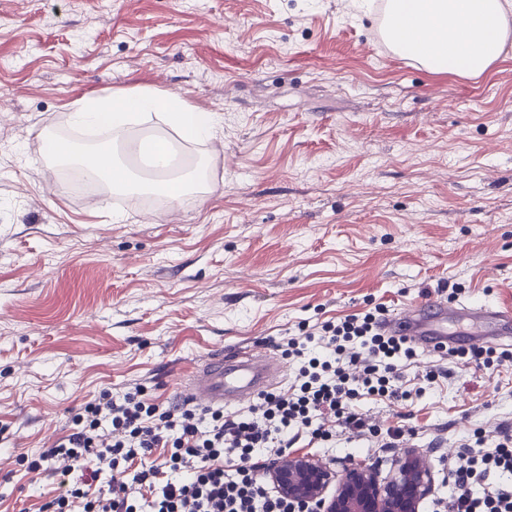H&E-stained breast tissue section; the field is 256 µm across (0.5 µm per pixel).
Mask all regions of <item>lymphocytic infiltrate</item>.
I'll use <instances>...</instances> for the list:
<instances>
[{"label": "lymphocytic infiltrate", "mask_w": 512, "mask_h": 512, "mask_svg": "<svg viewBox=\"0 0 512 512\" xmlns=\"http://www.w3.org/2000/svg\"><path fill=\"white\" fill-rule=\"evenodd\" d=\"M381 314L317 323L288 338L298 369L289 390L267 393L232 415L147 399L143 386L103 391L74 419L72 432L28 461L61 482L38 512H295L262 483L271 455L291 437L327 439L328 424L364 431L362 399H399L391 381L416 352L380 333ZM238 456L228 469L224 460ZM512 437L470 447L456 464L448 512H512Z\"/></svg>", "instance_id": "lymphocytic-infiltrate-1"}]
</instances>
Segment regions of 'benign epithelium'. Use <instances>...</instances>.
I'll return each instance as SVG.
<instances>
[{"mask_svg":"<svg viewBox=\"0 0 512 512\" xmlns=\"http://www.w3.org/2000/svg\"><path fill=\"white\" fill-rule=\"evenodd\" d=\"M266 478L278 496L304 512H421L433 492L431 467L413 449L401 454L394 473L383 480L365 461L337 471L305 452L281 455Z\"/></svg>","mask_w":512,"mask_h":512,"instance_id":"1","label":"benign epithelium"}]
</instances>
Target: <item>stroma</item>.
<instances>
[{
  "mask_svg": "<svg viewBox=\"0 0 512 512\" xmlns=\"http://www.w3.org/2000/svg\"><path fill=\"white\" fill-rule=\"evenodd\" d=\"M0 0V512L59 483L21 460L103 390L174 403L215 350L265 352L286 376L301 323L402 312L462 289L512 306V37L486 74L430 72L382 40L379 0ZM148 85L218 112L210 195L90 199L44 151L76 101ZM433 381H426L427 373ZM403 401L371 427L295 450L388 473L512 434V356L487 369L418 352ZM423 395H416V388Z\"/></svg>",
  "mask_w": 512,
  "mask_h": 512,
  "instance_id": "obj_1",
  "label": "stroma"
}]
</instances>
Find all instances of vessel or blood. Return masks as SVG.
I'll return each mask as SVG.
<instances>
[{"label": "vessel or blood", "instance_id": "obj_1", "mask_svg": "<svg viewBox=\"0 0 512 512\" xmlns=\"http://www.w3.org/2000/svg\"><path fill=\"white\" fill-rule=\"evenodd\" d=\"M479 318L488 328L471 335L472 348L493 345L500 337L512 334V310L491 304L462 307L432 297L423 304L386 319L384 331L406 338L424 350L442 352L448 345V320L451 317ZM283 379L280 364L265 355L215 353L188 375L181 384L185 400L216 409H240L271 391Z\"/></svg>", "mask_w": 512, "mask_h": 512}]
</instances>
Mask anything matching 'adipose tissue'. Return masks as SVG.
Listing matches in <instances>:
<instances>
[{
	"mask_svg": "<svg viewBox=\"0 0 512 512\" xmlns=\"http://www.w3.org/2000/svg\"><path fill=\"white\" fill-rule=\"evenodd\" d=\"M382 28L398 55L470 78L500 58L507 9L502 0H388Z\"/></svg>",
	"mask_w": 512,
	"mask_h": 512,
	"instance_id": "adipose-tissue-1",
	"label": "adipose tissue"
}]
</instances>
